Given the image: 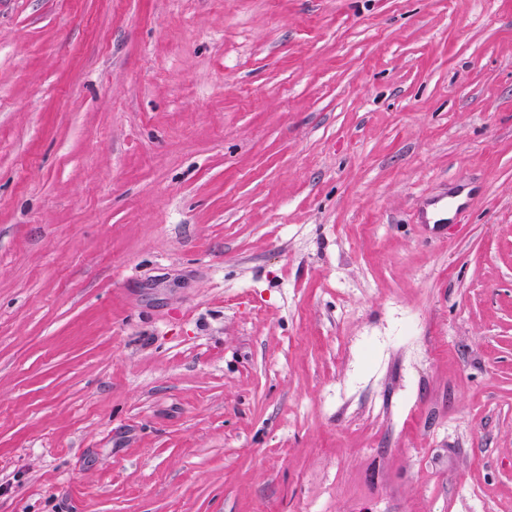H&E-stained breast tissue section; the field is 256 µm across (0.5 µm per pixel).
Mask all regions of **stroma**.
I'll return each mask as SVG.
<instances>
[{
  "label": "stroma",
  "instance_id": "obj_1",
  "mask_svg": "<svg viewBox=\"0 0 512 512\" xmlns=\"http://www.w3.org/2000/svg\"><path fill=\"white\" fill-rule=\"evenodd\" d=\"M0 512H512V0H0Z\"/></svg>",
  "mask_w": 512,
  "mask_h": 512
}]
</instances>
